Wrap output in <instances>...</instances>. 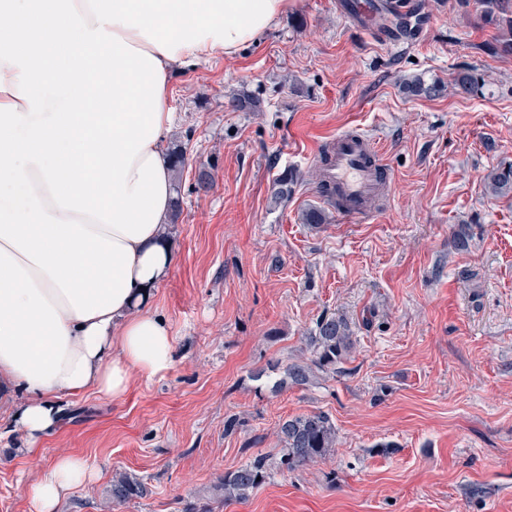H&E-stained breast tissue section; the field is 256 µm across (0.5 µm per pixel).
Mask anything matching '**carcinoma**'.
I'll return each mask as SVG.
<instances>
[{
  "label": "carcinoma",
  "instance_id": "carcinoma-1",
  "mask_svg": "<svg viewBox=\"0 0 512 512\" xmlns=\"http://www.w3.org/2000/svg\"><path fill=\"white\" fill-rule=\"evenodd\" d=\"M479 18L486 26L498 31L492 50L496 54L512 55V0H478ZM453 88L474 95L484 87V79L474 67L457 70L452 78ZM403 89L409 96L435 97L442 86L415 76L405 80ZM174 189H179L187 166L186 151L174 148L170 152ZM296 176L290 171L281 173L273 182V195L282 199L292 191ZM486 190L495 196L512 194V165L494 169L486 176ZM311 358L287 368L288 381L303 386L315 372L339 370L354 346L352 324L342 316H325L316 323L313 335L307 337ZM275 434L283 444L278 468L294 471L326 459L336 448V426L324 412H311L288 418L276 426ZM272 464L258 454L233 471L224 474L214 486V496L222 500H245L271 476ZM148 493L142 478L117 470L112 475V503L127 504Z\"/></svg>",
  "mask_w": 512,
  "mask_h": 512
}]
</instances>
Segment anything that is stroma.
Instances as JSON below:
<instances>
[{
  "label": "stroma",
  "instance_id": "stroma-1",
  "mask_svg": "<svg viewBox=\"0 0 512 512\" xmlns=\"http://www.w3.org/2000/svg\"><path fill=\"white\" fill-rule=\"evenodd\" d=\"M412 3L426 31L413 50L390 54L333 0H291L234 56L174 74L166 145L188 166L177 262L150 309L171 327L175 362L161 378L133 374L120 399L58 395L61 422L33 454L11 419L29 396L13 392L0 406V512H30V486L61 454L98 476L58 512H512V195L484 184L512 163V56L489 52L495 31L474 2ZM468 66L483 95L401 88ZM352 126L380 144L395 190L367 222L333 213L310 229L300 216L322 204L314 153ZM288 168L301 180L273 201ZM332 314L356 336L344 373L285 383ZM319 411L336 426L332 456L273 471L248 499L213 498L224 473L278 458L279 421ZM118 469L147 496L113 506ZM403 89L409 96L429 98L439 96L443 92L442 86L436 81L427 83L424 78L418 76L406 79L403 83Z\"/></svg>",
  "mask_w": 512,
  "mask_h": 512
}]
</instances>
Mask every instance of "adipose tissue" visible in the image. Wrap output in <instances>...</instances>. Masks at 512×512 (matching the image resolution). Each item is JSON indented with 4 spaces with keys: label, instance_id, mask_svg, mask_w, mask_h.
Returning <instances> with one entry per match:
<instances>
[{
    "label": "adipose tissue",
    "instance_id": "adipose-tissue-1",
    "mask_svg": "<svg viewBox=\"0 0 512 512\" xmlns=\"http://www.w3.org/2000/svg\"><path fill=\"white\" fill-rule=\"evenodd\" d=\"M288 4L0 0V386L30 396L29 450L58 424L57 395L118 399L132 374L172 368L171 329L146 309L175 263L171 79L233 56ZM96 476L59 455L34 512Z\"/></svg>",
    "mask_w": 512,
    "mask_h": 512
}]
</instances>
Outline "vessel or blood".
Returning <instances> with one entry per match:
<instances>
[{"label": "vessel or blood", "instance_id": "vessel-or-blood-1", "mask_svg": "<svg viewBox=\"0 0 512 512\" xmlns=\"http://www.w3.org/2000/svg\"><path fill=\"white\" fill-rule=\"evenodd\" d=\"M350 8L373 40L383 42L376 0H352ZM332 141L327 184L336 192L343 217L353 222L368 218L370 200L382 188L391 185L393 175L375 140L365 133L348 130L333 136Z\"/></svg>", "mask_w": 512, "mask_h": 512}]
</instances>
